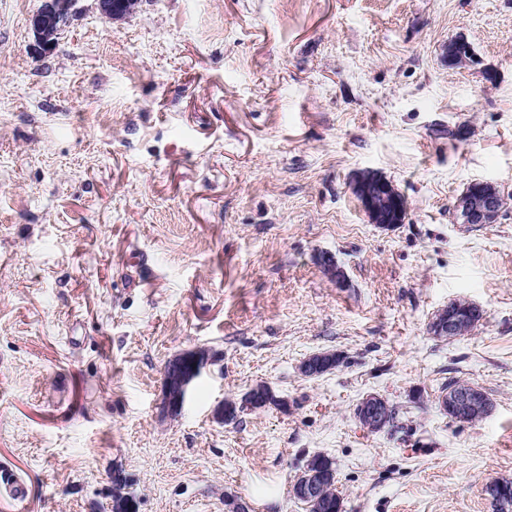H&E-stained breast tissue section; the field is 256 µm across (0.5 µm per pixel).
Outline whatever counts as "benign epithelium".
Returning <instances> with one entry per match:
<instances>
[{"label": "benign epithelium", "instance_id": "1", "mask_svg": "<svg viewBox=\"0 0 512 512\" xmlns=\"http://www.w3.org/2000/svg\"><path fill=\"white\" fill-rule=\"evenodd\" d=\"M78 0H43L41 8L32 15L30 25L37 43L35 52L44 56L55 47L59 37L65 31L70 17L75 12ZM102 14L120 19L132 11L128 0H98ZM461 59L472 62L470 47L462 40L448 42V62ZM354 191L361 201L366 213L374 224L386 223L389 217L379 208L377 199L390 203L393 213L402 217L406 208L405 197L390 181L377 176H363L354 184ZM499 194L497 188L485 181H473L467 186L464 196L457 204L460 219L464 224H493L500 216ZM473 317L475 313H462L458 309L441 310L431 319L428 330L437 337L450 336L458 328L464 317ZM211 360L206 348L184 350L174 355L165 366L162 397L159 402V417L167 419L179 415L186 400L192 382L200 375L202 369ZM271 393L268 386L259 384L248 391L240 402H235L231 409L235 413L257 409L260 396ZM477 396L473 390L458 391L450 405H442L443 410L460 421L470 418L472 409L476 408ZM323 474L310 470L297 493L306 498L315 497ZM488 498L496 512H512V492L503 488V483L490 485Z\"/></svg>", "mask_w": 512, "mask_h": 512}]
</instances>
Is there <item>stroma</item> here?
Segmentation results:
<instances>
[{"instance_id": "stroma-1", "label": "stroma", "mask_w": 512, "mask_h": 512, "mask_svg": "<svg viewBox=\"0 0 512 512\" xmlns=\"http://www.w3.org/2000/svg\"><path fill=\"white\" fill-rule=\"evenodd\" d=\"M42 0H0V512H493L512 479V0H96L37 57ZM467 41L474 62L448 65ZM406 198L371 223L363 174ZM474 180L505 205L462 224ZM343 273L336 283L324 263ZM454 301L467 335L428 323ZM213 361L158 418L177 352ZM341 362L304 376L308 356ZM482 387L473 423L438 404ZM264 384V408L215 410ZM377 394L400 430L354 417ZM308 464L312 465L313 468L324 469L328 473V476L323 483L321 493L316 499H313L324 475L317 470H308L304 481L296 491L300 496L312 500L298 499L308 505L310 512H340V510H338L340 497L336 493V477L333 462L326 456L317 455L314 456Z\"/></svg>"}]
</instances>
